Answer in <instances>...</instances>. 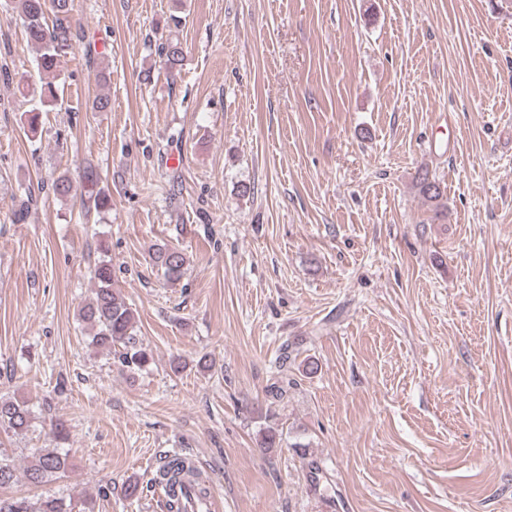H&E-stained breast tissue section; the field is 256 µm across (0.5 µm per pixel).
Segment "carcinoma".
Wrapping results in <instances>:
<instances>
[{
  "instance_id": "obj_1",
  "label": "carcinoma",
  "mask_w": 512,
  "mask_h": 512,
  "mask_svg": "<svg viewBox=\"0 0 512 512\" xmlns=\"http://www.w3.org/2000/svg\"><path fill=\"white\" fill-rule=\"evenodd\" d=\"M15 8L24 19L28 40L36 47L38 65L50 72L72 45L74 34L69 21L73 0H15ZM160 55L169 70L182 64L183 52L179 43L161 44ZM40 106L28 111V125L36 130L40 112L57 102V89L48 82L40 95ZM416 186L419 194L432 203L434 216L445 217L448 206L443 202L441 183L428 170L418 173ZM53 192L60 198H68L74 192L71 178L59 175L52 182ZM153 263L163 270L170 281H178L188 265L186 254L175 246L161 244L152 252ZM92 296L79 309V319L90 329L89 344L128 370H142L152 363L153 356L136 336L134 313L124 297L113 287L112 262L100 259L93 270ZM33 410L28 402L0 397V429L16 436L25 435L31 427ZM70 467L68 452L62 448H42L31 456L23 467V476L32 486H41L57 480ZM164 480L153 479L162 492L164 512H183L175 504L168 491L172 482L185 480L203 495L209 494L206 477L185 457L178 454L166 457L163 465ZM18 469L14 462L0 456V489L11 486L17 480ZM0 512H72V504L52 495L42 497L31 504L24 498L0 496Z\"/></svg>"
}]
</instances>
